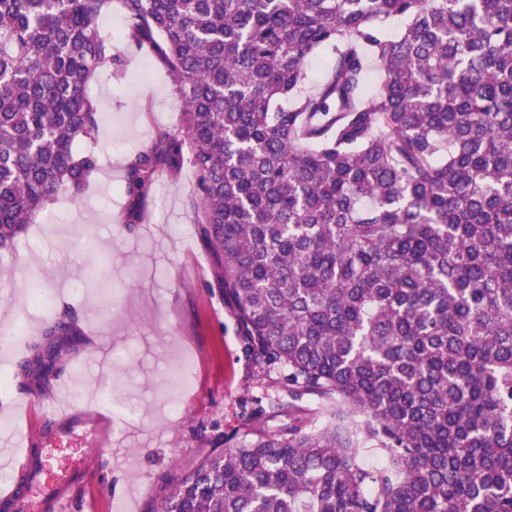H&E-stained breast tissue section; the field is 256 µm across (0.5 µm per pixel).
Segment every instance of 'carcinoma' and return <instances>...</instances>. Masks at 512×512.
Instances as JSON below:
<instances>
[{
    "instance_id": "obj_1",
    "label": "carcinoma",
    "mask_w": 512,
    "mask_h": 512,
    "mask_svg": "<svg viewBox=\"0 0 512 512\" xmlns=\"http://www.w3.org/2000/svg\"><path fill=\"white\" fill-rule=\"evenodd\" d=\"M109 3L0 0V250L100 169L73 145L98 133L91 79L121 63ZM121 4L181 105L124 163V223L189 165L246 352L319 409L234 436L159 512H512V0ZM83 342L56 317L20 370L48 383ZM123 10L120 0H112L109 7L102 11L97 20L99 31L106 35V32L112 29L114 36L119 33L122 25Z\"/></svg>"
}]
</instances>
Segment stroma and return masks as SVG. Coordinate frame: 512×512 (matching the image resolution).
Wrapping results in <instances>:
<instances>
[{
	"mask_svg": "<svg viewBox=\"0 0 512 512\" xmlns=\"http://www.w3.org/2000/svg\"><path fill=\"white\" fill-rule=\"evenodd\" d=\"M115 51L124 72L96 73L90 97L99 131L77 143L103 158L90 190L79 200L59 195L13 249L0 251V331H21L13 343L0 344V416L24 397L33 425L47 427L44 399L64 382L79 401L109 399L117 444L140 451L135 466L113 470V449L66 440L48 450L45 477L56 475L57 458L84 454L108 481L103 495L97 483L85 487L98 497L99 512H113L129 492L137 512H157L172 482L215 447H230L251 417L272 430L287 424L277 406L287 402L288 391L282 378L257 372L233 313L211 286L212 260L187 204L192 169L154 180L144 203L147 222L124 223L125 160L175 129L180 114L155 55L129 50L122 40ZM90 266L97 267L102 288L85 283ZM37 274L51 300L47 311L30 304L29 283ZM63 314L85 330L80 356L48 384L22 377L18 365L27 343L40 337L45 319ZM121 353L129 361L119 362Z\"/></svg>",
	"mask_w": 512,
	"mask_h": 512,
	"instance_id": "1",
	"label": "stroma"
}]
</instances>
